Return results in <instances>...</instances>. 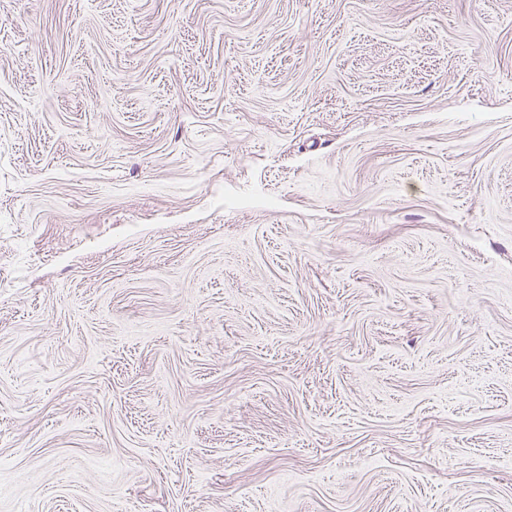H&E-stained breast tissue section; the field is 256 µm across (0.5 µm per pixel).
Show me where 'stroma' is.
Wrapping results in <instances>:
<instances>
[{"label":"stroma","instance_id":"obj_1","mask_svg":"<svg viewBox=\"0 0 512 512\" xmlns=\"http://www.w3.org/2000/svg\"><path fill=\"white\" fill-rule=\"evenodd\" d=\"M0 512H512V0H0Z\"/></svg>","mask_w":512,"mask_h":512}]
</instances>
